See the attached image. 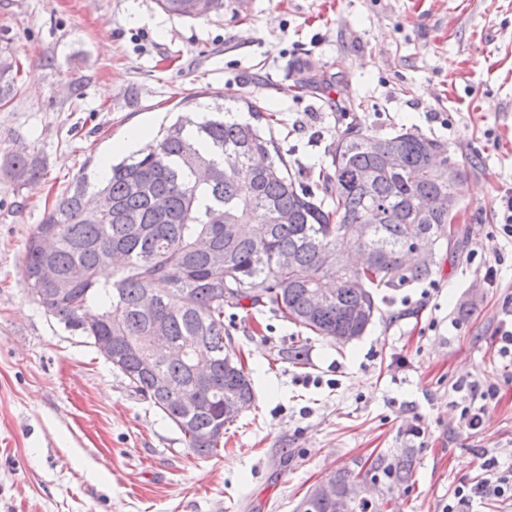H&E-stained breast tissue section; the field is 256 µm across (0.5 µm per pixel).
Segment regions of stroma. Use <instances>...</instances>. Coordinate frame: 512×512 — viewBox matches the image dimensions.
I'll return each instance as SVG.
<instances>
[{
  "label": "stroma",
  "mask_w": 512,
  "mask_h": 512,
  "mask_svg": "<svg viewBox=\"0 0 512 512\" xmlns=\"http://www.w3.org/2000/svg\"><path fill=\"white\" fill-rule=\"evenodd\" d=\"M2 45L20 68L0 107V512H297L335 472L405 452L412 479L376 494L395 512H442L485 455L512 469V357L496 334L512 298L499 207L512 190V0H224L196 20L155 0H0ZM240 99L262 107L292 169L329 167L357 125L436 139L465 177L432 279L375 290L363 336H310L296 364L300 328L225 307L255 397L200 457L31 297L24 247L73 180L120 161L130 128ZM18 154L38 178L13 176ZM473 384L499 388L476 433L460 419Z\"/></svg>",
  "instance_id": "obj_1"
}]
</instances>
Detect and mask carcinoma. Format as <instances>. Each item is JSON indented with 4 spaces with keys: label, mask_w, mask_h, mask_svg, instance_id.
<instances>
[{
    "label": "carcinoma",
    "mask_w": 512,
    "mask_h": 512,
    "mask_svg": "<svg viewBox=\"0 0 512 512\" xmlns=\"http://www.w3.org/2000/svg\"><path fill=\"white\" fill-rule=\"evenodd\" d=\"M192 0H157L160 10L194 19ZM19 64L0 47V107L16 95ZM260 118L261 107L244 100L206 116L190 107L140 153L113 163L86 202L89 182L76 179L26 241L24 282L50 316L89 340L112 333L126 349L113 367L179 431L199 456L224 447L220 428L227 395L252 403L249 373L224 330V306L246 300L282 320L336 340L360 336L377 305L373 289L399 291L429 280L435 265L399 269L406 248H436L447 236L448 212H419L418 194H453L464 177L438 141L410 131L381 138L352 125L331 152L330 201L318 197L288 168L279 145L237 113ZM20 179L40 170L26 156L13 158ZM103 196L112 209H100ZM371 224L364 268L352 269L344 253L357 245L354 229ZM44 238L52 251L41 249ZM51 261L67 275L81 271L69 293L40 291L38 270ZM317 292L326 302L312 310ZM168 342L188 357L164 359L151 342L155 322ZM411 455H378L366 474L382 483L412 478ZM388 501L361 498L351 512H385Z\"/></svg>",
    "instance_id": "carcinoma-1"
}]
</instances>
